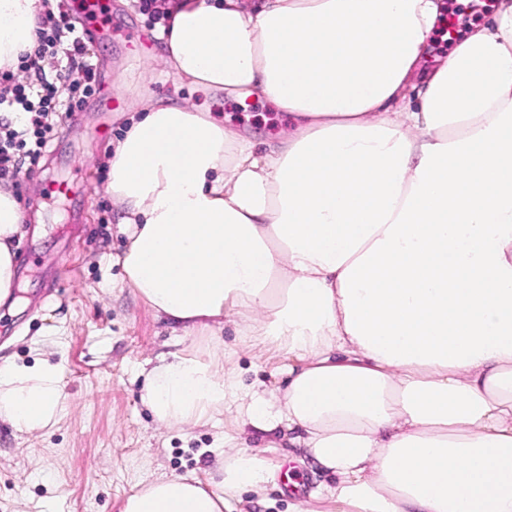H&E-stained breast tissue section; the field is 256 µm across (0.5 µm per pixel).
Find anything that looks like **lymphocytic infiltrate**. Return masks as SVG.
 Listing matches in <instances>:
<instances>
[{
	"instance_id": "1",
	"label": "lymphocytic infiltrate",
	"mask_w": 512,
	"mask_h": 512,
	"mask_svg": "<svg viewBox=\"0 0 512 512\" xmlns=\"http://www.w3.org/2000/svg\"><path fill=\"white\" fill-rule=\"evenodd\" d=\"M38 47L17 66L0 67V186L13 185L23 167L38 163L55 137L54 120L82 108L100 92L92 44L82 15L69 0H43ZM52 68H45V58Z\"/></svg>"
}]
</instances>
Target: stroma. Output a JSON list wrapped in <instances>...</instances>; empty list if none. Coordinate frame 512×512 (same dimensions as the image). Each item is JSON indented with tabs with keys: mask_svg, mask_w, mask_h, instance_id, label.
<instances>
[{
	"mask_svg": "<svg viewBox=\"0 0 512 512\" xmlns=\"http://www.w3.org/2000/svg\"><path fill=\"white\" fill-rule=\"evenodd\" d=\"M112 26L111 43L95 47L102 83L124 102L104 115L107 136L99 141L90 128L59 130L50 145L58 163L46 169L47 183L22 175L12 191L26 216L12 251L20 253L28 242L43 255L33 272L17 267V293L35 294L53 274L60 280L55 295L34 312L0 303V363L60 365L65 409L52 427L32 431L0 418V512H122L133 490L154 481L193 475L221 482L229 454L224 433L233 428V414L199 423L162 421L142 398L149 371L173 354L198 352L271 400L285 380L284 355L235 346L232 330L220 319L207 335H198L157 313L124 283L116 258L128 235L104 160L137 116L142 96L208 113L263 140L276 139L288 116L269 103L243 108L223 93L178 82L164 42L151 40L153 23L134 0H112ZM74 165L83 168L91 188L78 200L84 222L76 234L62 211L33 206L34 198L48 193L49 181L68 179ZM237 430L242 449L261 454L277 471L287 463L280 432L264 433L247 423ZM299 507L273 479L262 492L230 499L226 512Z\"/></svg>",
	"mask_w": 512,
	"mask_h": 512,
	"instance_id": "1",
	"label": "stroma"
}]
</instances>
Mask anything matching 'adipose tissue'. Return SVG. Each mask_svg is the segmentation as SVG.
Here are the masks:
<instances>
[{
	"instance_id": "adipose-tissue-1",
	"label": "adipose tissue",
	"mask_w": 512,
	"mask_h": 512,
	"mask_svg": "<svg viewBox=\"0 0 512 512\" xmlns=\"http://www.w3.org/2000/svg\"><path fill=\"white\" fill-rule=\"evenodd\" d=\"M41 0H0V65ZM442 0H178L174 75L291 117L275 143L145 104L112 151L125 280L171 321L286 352L279 403L195 352L154 368L164 421L235 410L336 481V512H512V7L448 55ZM25 214L0 192V302ZM60 368L0 364V416L54 425ZM241 450L217 487L150 483L123 512H223L263 490Z\"/></svg>"
}]
</instances>
